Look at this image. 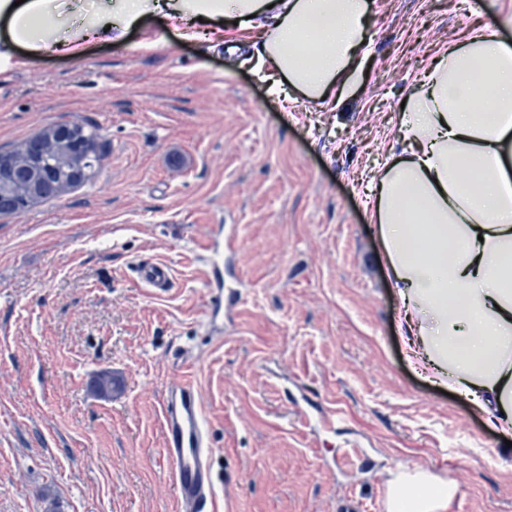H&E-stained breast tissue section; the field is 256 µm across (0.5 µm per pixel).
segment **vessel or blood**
Here are the masks:
<instances>
[{
    "label": "vessel or blood",
    "instance_id": "vessel-or-blood-1",
    "mask_svg": "<svg viewBox=\"0 0 512 512\" xmlns=\"http://www.w3.org/2000/svg\"><path fill=\"white\" fill-rule=\"evenodd\" d=\"M224 252V236L216 234L207 250L215 270L207 286L215 311L224 309V271L219 259ZM138 281L149 292H166L172 281L170 267L161 262L136 266ZM165 434V457L171 468L177 512H213L215 484L210 469L203 419V403L195 381V362L182 358L174 380L169 384L161 405Z\"/></svg>",
    "mask_w": 512,
    "mask_h": 512
}]
</instances>
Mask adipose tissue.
I'll return each mask as SVG.
<instances>
[{
  "label": "adipose tissue",
  "instance_id": "adipose-tissue-1",
  "mask_svg": "<svg viewBox=\"0 0 512 512\" xmlns=\"http://www.w3.org/2000/svg\"><path fill=\"white\" fill-rule=\"evenodd\" d=\"M368 0H0L5 52L78 59L121 44L146 16L186 42L251 46L280 95L331 104L355 83ZM407 147L371 180L373 219L400 301L407 358L512 435V42L482 27L408 95ZM454 483L399 467L387 512H447Z\"/></svg>",
  "mask_w": 512,
  "mask_h": 512
}]
</instances>
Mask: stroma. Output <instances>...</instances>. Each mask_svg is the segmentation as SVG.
I'll use <instances>...</instances> for the list:
<instances>
[{
  "mask_svg": "<svg viewBox=\"0 0 512 512\" xmlns=\"http://www.w3.org/2000/svg\"><path fill=\"white\" fill-rule=\"evenodd\" d=\"M369 3L332 109L154 20L76 61L0 62V152L61 124L102 142L90 179L0 215V512H176L159 410L185 349L215 512H385L400 465L453 481L448 512H512V447L406 361L364 191L403 147L400 101L512 0ZM136 260L167 263L169 290L142 288ZM224 253V231L220 228L219 232L212 238L207 250L209 263L214 267L212 278L207 282L206 287L214 299L213 312L217 315L224 311V269L220 267L219 258Z\"/></svg>",
  "mask_w": 512,
  "mask_h": 512,
  "instance_id": "stroma-1",
  "label": "stroma"
}]
</instances>
